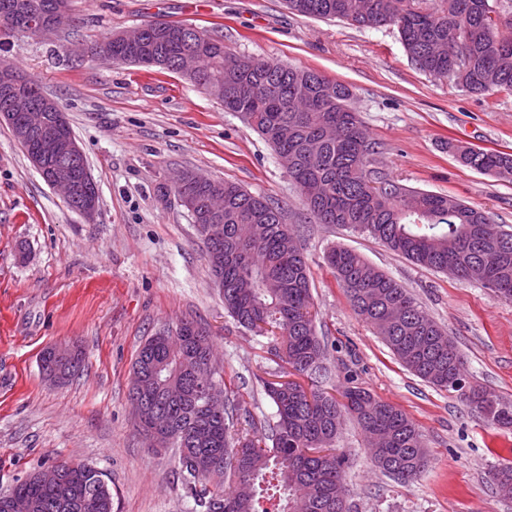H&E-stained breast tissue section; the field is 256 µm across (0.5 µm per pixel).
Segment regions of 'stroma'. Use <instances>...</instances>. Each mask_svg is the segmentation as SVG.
<instances>
[{
    "instance_id": "stroma-1",
    "label": "stroma",
    "mask_w": 512,
    "mask_h": 512,
    "mask_svg": "<svg viewBox=\"0 0 512 512\" xmlns=\"http://www.w3.org/2000/svg\"><path fill=\"white\" fill-rule=\"evenodd\" d=\"M75 28L0 42V63L32 78L63 106L100 193L87 220L67 207L0 123V491L56 461L87 463L112 490L113 512H191L173 451L154 452L134 427L130 370L163 324L206 328L224 379L257 425L275 407L261 380L278 372L266 338L224 310L205 249L169 186L190 170L229 180L281 207L312 274L318 335L335 391L346 375L403 410L420 428L429 468L403 483L372 467L354 422L336 442L350 458L353 512H512L488 480L512 462V428H497L409 373L350 308L324 253L359 252L410 292L458 344L470 382L512 402V303L476 282L413 264L378 241L313 224L273 148L239 114L188 78L101 62L83 53L102 37L162 19L218 35L258 61L307 67L346 85L377 145L372 167L406 188L458 198L512 229V180L462 166L455 138L512 154V93L475 95L416 69L396 26L358 28L292 14L285 0H71ZM79 345L84 368L49 382L40 356Z\"/></svg>"
}]
</instances>
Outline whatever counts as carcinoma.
I'll return each instance as SVG.
<instances>
[{"mask_svg":"<svg viewBox=\"0 0 512 512\" xmlns=\"http://www.w3.org/2000/svg\"><path fill=\"white\" fill-rule=\"evenodd\" d=\"M292 13L338 19L358 27L376 17L395 25L410 60L422 72L450 79L470 93L512 91V17L502 0H286ZM201 82L223 85L224 109L237 112L275 151L297 158L289 177L313 224H340L366 234L410 261L461 280L476 279L512 302V232L482 209L448 195L405 189L370 168L375 143L350 110L348 87L315 70L275 61L254 64L230 53L223 40L202 32ZM448 152L463 166L512 177V154L484 151L459 141ZM213 235L198 229L207 257L220 250L224 265L210 264L222 285L224 310L242 328L272 343L286 365L283 375L328 378V342L317 335L310 268L297 231L282 210L239 184L224 182V217ZM353 312L370 325L393 357L439 390L467 383L466 359L452 337L404 288L357 251L334 246L325 254ZM212 343L190 321L159 328L138 350L132 376L158 378L143 397L175 436L174 457L196 505L204 512H268L266 476L285 493L279 512H351L345 488L349 459L335 448L344 418H354L382 472L406 483L429 466L422 433L405 412L362 387L353 375L334 395L301 383L266 381L275 405L269 430L256 425L244 399L228 396L223 371L211 364ZM459 394L489 424L512 428V404L481 386ZM65 480L53 490L33 473L0 494L32 504L27 512H112V491L89 464L59 462ZM512 494V463L488 473Z\"/></svg>","mask_w":512,"mask_h":512,"instance_id":"obj_1","label":"carcinoma"}]
</instances>
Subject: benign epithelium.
<instances>
[{
    "label": "benign epithelium",
    "mask_w": 512,
    "mask_h": 512,
    "mask_svg": "<svg viewBox=\"0 0 512 512\" xmlns=\"http://www.w3.org/2000/svg\"><path fill=\"white\" fill-rule=\"evenodd\" d=\"M69 2L14 0L13 23L0 27V37L24 34L51 38L57 35L74 24ZM147 31L148 26L142 25L130 32L118 33L114 39L139 53L141 64L157 66L161 63L160 57L142 52ZM198 52L199 47L192 46L181 49L179 53V72L190 80L195 77L194 57ZM27 81L28 78L13 68L7 65L0 67V96L8 99L10 104V111L1 113L0 121H7L16 137L27 143L28 157L47 184L60 193L76 212L91 220L99 211L95 182L89 170L79 172L68 165V161L83 156V151L71 130L67 114L54 97L43 93L34 100L23 92L21 86ZM49 158L60 159L62 163L49 167L46 165ZM177 198L188 212L194 214L201 207L212 219L224 211V182L208 180L207 192L201 201L190 193H179Z\"/></svg>",
    "instance_id": "1"
}]
</instances>
